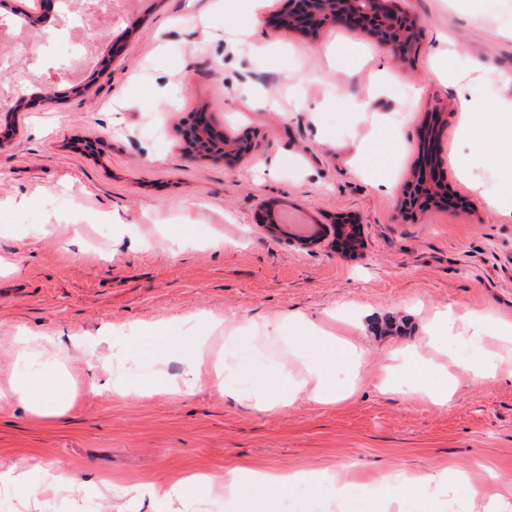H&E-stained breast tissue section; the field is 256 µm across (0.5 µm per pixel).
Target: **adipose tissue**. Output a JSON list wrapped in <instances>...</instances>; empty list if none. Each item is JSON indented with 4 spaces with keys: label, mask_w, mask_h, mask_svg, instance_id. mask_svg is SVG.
I'll list each match as a JSON object with an SVG mask.
<instances>
[{
    "label": "adipose tissue",
    "mask_w": 512,
    "mask_h": 512,
    "mask_svg": "<svg viewBox=\"0 0 512 512\" xmlns=\"http://www.w3.org/2000/svg\"><path fill=\"white\" fill-rule=\"evenodd\" d=\"M433 74L440 80H453L460 95V105L470 114L471 122L505 129L512 133V99L498 100L494 110H478L474 96H471V84L467 74L449 76L444 67L434 68ZM204 332H196L194 327L173 329L162 325L154 328L147 337L148 346L162 347L170 357L184 363L185 370L179 381L171 383L170 393H190L201 385L199 367L204 361L207 340L210 333L220 329L222 322L218 319H204ZM291 331V339H284V331ZM315 326L301 317L283 318L264 325V341H287L290 358L299 360L296 370L286 372L284 380L269 377L262 370H254V382L239 393L240 400L251 402L255 407L264 409L274 406H287L299 397L306 396L321 403H336L350 398L354 389L339 385L336 371L339 367H358L360 351L351 344H337L334 337L324 336L319 347L310 354H302L301 348L306 344ZM58 346L53 337L22 334L18 336L11 355L14 359L16 376L10 392L18 400L44 414L54 413L58 405L68 399L66 381L58 380L38 371L40 363L49 361L57 355ZM313 481L315 486L328 487L341 504L352 502L355 495L364 491L367 484L356 476L323 473L313 476L298 472H265L248 467H234L225 470L223 477L192 474L179 476L167 486H147V493L158 503L166 504L175 500L189 498L196 485L202 484L224 495L225 503L235 505L236 512H278L277 495L297 483ZM460 477L456 472L448 471L442 476H413L404 473L377 474L372 484L391 490L403 492L406 488L418 489L426 502H433L444 490L458 484ZM60 491L75 494L81 484L70 471L57 467L44 470L40 480H33L30 471L16 467L0 472V491H10L30 495L36 489Z\"/></svg>",
    "instance_id": "adipose-tissue-1"
}]
</instances>
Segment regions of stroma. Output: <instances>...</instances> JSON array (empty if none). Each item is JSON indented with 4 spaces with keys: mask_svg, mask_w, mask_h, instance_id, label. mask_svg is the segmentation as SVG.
I'll list each match as a JSON object with an SVG mask.
<instances>
[{
    "mask_svg": "<svg viewBox=\"0 0 512 512\" xmlns=\"http://www.w3.org/2000/svg\"><path fill=\"white\" fill-rule=\"evenodd\" d=\"M229 19L222 0H125L124 21L92 31L80 77L41 71L22 88L23 107L0 103V388L12 371L7 350L19 331L55 337L76 398L42 416L0 398V470L42 471L67 463L78 496L33 499L0 492V512H157L146 494L121 498L99 480L166 485L179 474L255 470L453 469L465 480L427 506L407 491L389 512H512V355L498 342L473 344L471 313L512 326V159L490 129L459 136L456 90L431 78L440 65L478 78L489 62L505 79L487 102L512 97V0H407L425 27L414 57L382 50L362 32L324 28L309 38L271 34L287 0H246ZM57 95H44L46 83ZM423 92H416V85ZM306 99L312 111L296 106ZM369 111H358L362 100ZM445 102L436 138L452 206L403 216L398 200L422 149L434 101ZM207 107L218 129L251 142L238 163L200 160L180 131ZM376 170L356 160L359 143ZM483 151L464 183L457 162ZM389 179L390 189L376 187ZM499 207H489L487 196ZM304 210L321 233L304 245L271 233L266 211ZM360 227L356 249L338 245V218ZM112 233L100 237V225ZM448 343L425 332L441 313ZM225 320L212 356L237 368L223 391L141 398L112 395L103 365L131 350L130 329ZM307 317L362 349L357 389L347 400L259 410L236 397L257 367L278 370V349L258 345L256 327ZM445 365L498 354L495 376L474 385L455 372L448 404L418 393L410 352ZM395 387L381 388L387 366ZM479 496H471V489ZM283 512H332L328 489L292 487Z\"/></svg>",
    "mask_w": 512,
    "mask_h": 512,
    "instance_id": "obj_1",
    "label": "stroma"
}]
</instances>
